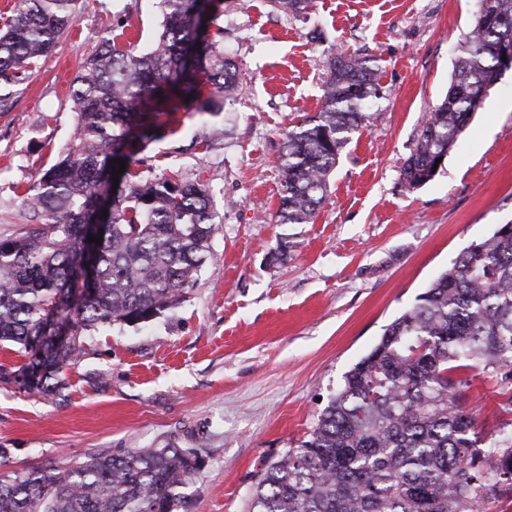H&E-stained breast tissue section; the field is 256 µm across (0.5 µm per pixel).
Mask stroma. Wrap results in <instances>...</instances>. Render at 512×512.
<instances>
[{
    "label": "stroma",
    "instance_id": "obj_1",
    "mask_svg": "<svg viewBox=\"0 0 512 512\" xmlns=\"http://www.w3.org/2000/svg\"><path fill=\"white\" fill-rule=\"evenodd\" d=\"M476 9V0H316L303 21L269 0H229L216 24L240 94L216 116L171 113L172 134L143 153L155 174L208 187L217 229L206 263L174 310L88 337L60 396L0 382L10 469L171 441L205 460L189 512H243L267 463L311 431L386 326L472 241L512 222V70L432 181L410 191L400 178ZM161 22L151 0H85L59 47L13 86L0 110V237L40 221L23 193L74 135L68 90L84 60L115 35L149 48ZM334 51L370 59L384 93L341 152L315 222L281 224L283 142L317 112ZM511 396L504 374L471 377L479 447L496 439Z\"/></svg>",
    "mask_w": 512,
    "mask_h": 512
}]
</instances>
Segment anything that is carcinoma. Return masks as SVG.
Here are the masks:
<instances>
[{
	"instance_id": "carcinoma-1",
	"label": "carcinoma",
	"mask_w": 512,
	"mask_h": 512,
	"mask_svg": "<svg viewBox=\"0 0 512 512\" xmlns=\"http://www.w3.org/2000/svg\"><path fill=\"white\" fill-rule=\"evenodd\" d=\"M306 18L313 0H270ZM80 0H20L0 32V81L53 52ZM162 30L136 52L105 40L74 77L73 139L26 202L44 222L0 238V344L29 362L17 373L44 398L66 388L63 371L85 337L114 324L154 320L184 299L216 230L209 190L138 168L140 154L171 133L162 116L191 103L216 115L239 90L211 29L214 0H158ZM512 40V0H477L458 45L448 92L418 131L401 180L434 178L499 76L497 47ZM370 60L338 52L327 61L319 111L288 132L279 168L280 224H312L342 150L380 97ZM126 161L125 172L114 177ZM118 188H113L114 180ZM108 217H103V211ZM105 224L88 255L91 225ZM472 368L512 376V223L468 245L453 265L386 326L344 377L299 445L267 465L245 512H481L512 499V422L486 448L467 406ZM204 460L167 444L81 462L0 473V512H185Z\"/></svg>"
}]
</instances>
